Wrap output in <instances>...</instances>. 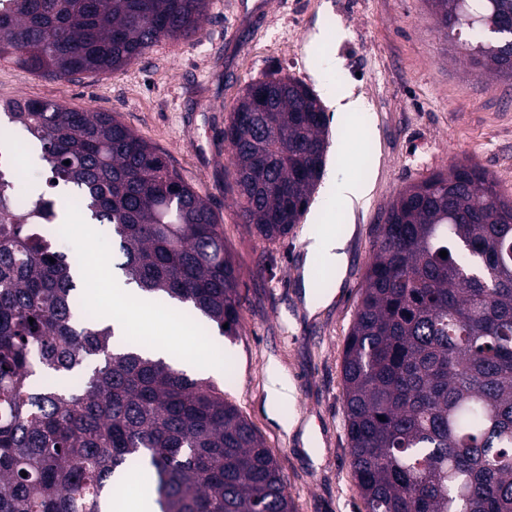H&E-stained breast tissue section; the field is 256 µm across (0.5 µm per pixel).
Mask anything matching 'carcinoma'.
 <instances>
[{
    "mask_svg": "<svg viewBox=\"0 0 512 512\" xmlns=\"http://www.w3.org/2000/svg\"><path fill=\"white\" fill-rule=\"evenodd\" d=\"M11 2L0 62L56 80L127 66L162 38L190 41L208 8ZM427 2L474 67L508 75L512 44L490 27L512 26V0ZM3 113L51 192L28 193L18 211L16 179L0 169V512H111L113 478L131 465L149 474L160 512H294L220 384L116 342L104 321L76 320L82 263L38 234L56 219L55 195L67 197L84 223L110 230L114 267L142 296L236 336L238 270L215 211L112 112L19 97ZM328 137L304 82L271 75L243 90L224 143L241 218L263 239L300 222ZM342 380L364 512H512V197L485 170L460 162L390 202Z\"/></svg>",
    "mask_w": 512,
    "mask_h": 512,
    "instance_id": "1",
    "label": "carcinoma"
}]
</instances>
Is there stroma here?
<instances>
[{
  "mask_svg": "<svg viewBox=\"0 0 512 512\" xmlns=\"http://www.w3.org/2000/svg\"><path fill=\"white\" fill-rule=\"evenodd\" d=\"M344 27L338 42L317 45V33ZM339 68L326 69L327 54ZM310 86L330 115L324 173L358 177L370 167L374 188L354 216L317 189L302 223L276 241L242 222L231 188L229 151L222 142L229 113L243 89L271 74ZM351 85L364 116L344 124L327 93ZM54 100L117 113L164 151L205 198L224 226L239 271V336H202L175 305L158 304L157 333L221 361L225 399L255 427L287 482L295 512H363L350 467L342 384L343 351L377 227L406 186L460 162L488 172L512 195V79H487L438 30L426 0H210L195 41L163 39L141 59L105 74L49 80L0 63V99ZM361 166H348V155ZM328 231L353 223L341 284L331 302L308 313L301 270L306 221ZM69 247L111 266L116 245L107 227L70 225ZM279 365L293 396L267 403L266 368ZM297 428H289V421ZM315 425L304 445L301 426Z\"/></svg>",
  "mask_w": 512,
  "mask_h": 512,
  "instance_id": "35a3bbf8",
  "label": "stroma"
}]
</instances>
